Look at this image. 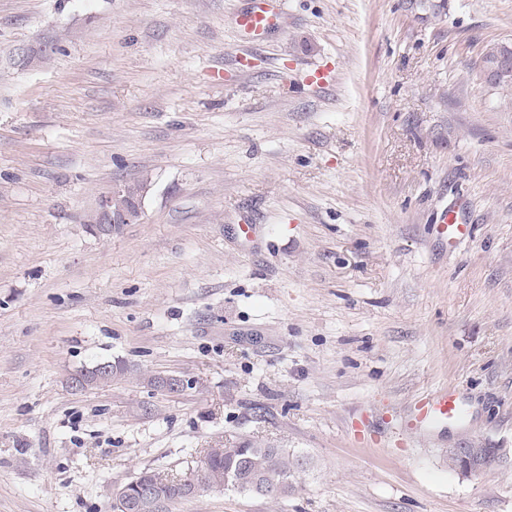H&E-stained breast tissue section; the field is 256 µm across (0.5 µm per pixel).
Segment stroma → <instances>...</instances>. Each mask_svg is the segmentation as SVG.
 Here are the masks:
<instances>
[{
    "label": "stroma",
    "mask_w": 512,
    "mask_h": 512,
    "mask_svg": "<svg viewBox=\"0 0 512 512\" xmlns=\"http://www.w3.org/2000/svg\"><path fill=\"white\" fill-rule=\"evenodd\" d=\"M249 6L0 0V512H112L245 440L305 460L288 497L173 512H512V92L481 72L512 0H284L258 44ZM145 175L138 223L88 230ZM442 386L463 419L406 429ZM440 234L448 241V246H455L463 237L469 234L470 224H466L461 212L447 209L441 213ZM101 363L104 362H97L91 368L80 370L79 372H77L78 374H81L83 376V390L93 386L106 385L112 383L123 378L129 372L128 366L123 361L120 360H117L115 362L108 361L107 363L109 364ZM98 365L100 370L108 369L109 366L110 369L108 371L102 372L96 369ZM460 455L462 468L468 472H479L491 461L485 448H449L448 455Z\"/></svg>",
    "instance_id": "35a3bbf8"
}]
</instances>
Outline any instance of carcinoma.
<instances>
[{
	"label": "carcinoma",
	"mask_w": 512,
	"mask_h": 512,
	"mask_svg": "<svg viewBox=\"0 0 512 512\" xmlns=\"http://www.w3.org/2000/svg\"><path fill=\"white\" fill-rule=\"evenodd\" d=\"M408 3L413 9L435 18L446 8L447 0H442L439 4L431 0H408ZM503 54H512V47L507 44L490 47L482 58L483 68L493 67L497 57ZM109 366L110 369L105 372L94 366L79 371L84 379L83 388L112 383L129 372L128 366L120 360L109 362ZM302 468V460L286 448L245 441L234 447L212 448L207 452L199 472V489L222 487L240 494L252 495L254 491L247 485L235 486L232 483L234 474H251L264 486L261 496L278 499L293 491L294 481ZM144 474L153 484V494L150 497L141 496L139 477ZM174 482V478L161 470L144 469L118 489L115 498L124 495L141 499L139 512H171V507L183 500V496L176 492Z\"/></svg>",
	"instance_id": "obj_1"
}]
</instances>
